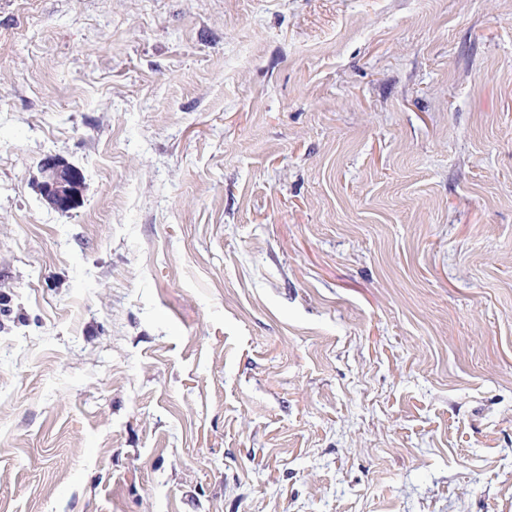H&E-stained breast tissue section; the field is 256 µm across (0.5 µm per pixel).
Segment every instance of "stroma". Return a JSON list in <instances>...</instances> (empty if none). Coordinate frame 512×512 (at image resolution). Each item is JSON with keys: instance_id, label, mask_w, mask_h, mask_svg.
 <instances>
[{"instance_id": "1", "label": "stroma", "mask_w": 512, "mask_h": 512, "mask_svg": "<svg viewBox=\"0 0 512 512\" xmlns=\"http://www.w3.org/2000/svg\"><path fill=\"white\" fill-rule=\"evenodd\" d=\"M0 512H512V0H0ZM39 191L43 200L53 209L67 213L79 202L81 176L79 170L56 155H48L39 162Z\"/></svg>"}]
</instances>
